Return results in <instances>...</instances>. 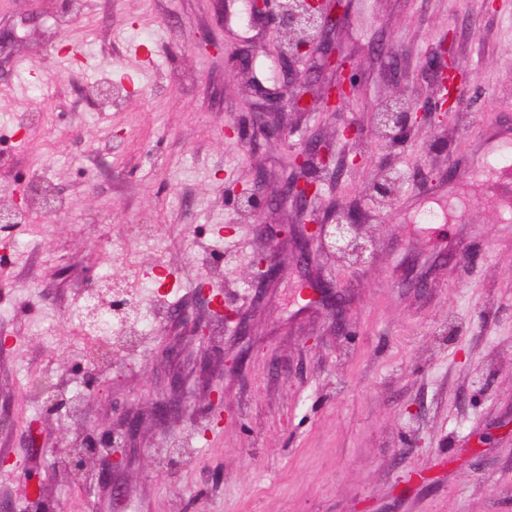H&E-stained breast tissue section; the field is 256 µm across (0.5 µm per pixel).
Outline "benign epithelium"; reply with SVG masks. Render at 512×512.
Returning <instances> with one entry per match:
<instances>
[{"label":"benign epithelium","mask_w":512,"mask_h":512,"mask_svg":"<svg viewBox=\"0 0 512 512\" xmlns=\"http://www.w3.org/2000/svg\"><path fill=\"white\" fill-rule=\"evenodd\" d=\"M348 9L349 0H247L249 22H270L280 59V88L263 92V97L254 103L255 112L251 113L252 125L264 139L288 143V126L282 121V113L288 109L296 111L313 100L322 111L334 115L357 97L356 61L336 42V30L346 20ZM193 49L203 55L224 56V43L208 34L200 36ZM259 52L255 45L243 46L235 59L236 65L245 70L253 68ZM301 60L308 61L310 67L320 73L332 74V79L317 83L306 78L296 67ZM422 70L430 75V92L419 100L403 94L395 100L382 102L375 113L374 135L399 142L428 114L455 107L464 80L448 59L447 47L435 48ZM346 166L347 160L336 156L332 144L311 140L288 150V166L277 176L279 193L276 198L263 193L266 174L261 170L256 173L251 188L239 196L240 208L258 218L274 202L284 206L292 204L301 221L298 224L264 225L266 245L252 255V275L268 282L279 277L274 247L283 238L293 241L300 263L305 267L311 266L316 254L325 249L355 265L367 262L373 244L366 236L362 214L354 208L339 206L331 219L326 220L318 207L323 197L320 173L329 170L336 173ZM368 192L380 205L391 209L397 201L398 181L383 169L370 183ZM34 194V187L29 184L19 191H12L9 202L0 200L1 250L9 249L13 244L14 225L23 222L33 209ZM308 287L311 302L322 307L334 325H341L344 310L336 283L313 279ZM89 288L83 311L90 327L99 329L109 324L115 312L141 316L139 301L128 294L122 279L117 276H99L90 282ZM196 294L214 320L226 327L232 324L239 335H246L247 325L239 310L225 302L221 293L202 285ZM181 318L192 321L191 337L200 348L198 367L205 373L212 362L210 322L193 320L186 311L181 312ZM167 387L168 393L153 403L154 420L160 427L167 426L186 410L188 380L174 373L168 378ZM209 396L211 423L218 426L224 420L223 382H210ZM139 425L137 416L125 415L123 443L120 445L109 428L87 430L79 443L58 449L57 467L76 480L95 477L101 483L112 482V472L126 462L127 442L136 436Z\"/></svg>","instance_id":"1"}]
</instances>
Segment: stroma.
Segmentation results:
<instances>
[{
	"label": "stroma",
	"mask_w": 512,
	"mask_h": 512,
	"mask_svg": "<svg viewBox=\"0 0 512 512\" xmlns=\"http://www.w3.org/2000/svg\"><path fill=\"white\" fill-rule=\"evenodd\" d=\"M244 0H82L64 25L60 0H0V175L13 186L50 182L67 207L18 224L0 264V455L41 474L55 512H512V0H351L338 37L358 63L359 96L330 116H285L289 142L332 141L359 165L322 173V213L358 208L376 252L356 266L329 254L309 273L291 242L281 270L256 281L261 223L294 224L292 207L260 219L237 207L258 170L284 145L254 136L237 145L224 128L250 112L248 84L274 87L270 30L242 19ZM224 41L216 60L193 51L202 31ZM471 80L463 102L395 146L371 135L377 104L424 91L422 62L445 35ZM245 41L264 45L253 73L233 66ZM401 52L395 83L383 48ZM113 85L111 99L96 90ZM366 136L350 142L337 126ZM446 152L433 151L435 139ZM401 178L381 209L368 185L380 168ZM138 224L153 225L165 272L138 261ZM220 247L223 268L193 261ZM121 278L140 300L163 303L135 349L116 348L84 388L86 337L78 310L87 266ZM335 280L345 318L335 327L307 299L308 276ZM220 290L243 313L246 335L214 327L211 349L243 354L224 380L225 421L208 427V383L198 347L173 313L197 309L196 289ZM179 341L176 355L161 352ZM189 376L188 408L158 427L152 407L169 374ZM85 395L81 415L42 414L41 385ZM140 428L111 484L74 482L51 450L85 429ZM40 420L45 449L26 445L20 416ZM433 484H409L411 474Z\"/></svg>",
	"instance_id": "stroma-1"
}]
</instances>
